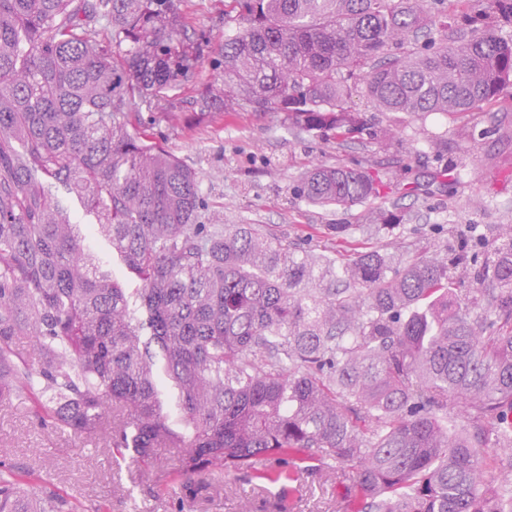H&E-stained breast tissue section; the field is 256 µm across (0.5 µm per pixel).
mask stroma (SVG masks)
I'll return each instance as SVG.
<instances>
[{"mask_svg":"<svg viewBox=\"0 0 512 512\" xmlns=\"http://www.w3.org/2000/svg\"><path fill=\"white\" fill-rule=\"evenodd\" d=\"M187 44L201 52L197 83L176 88L181 113L172 121L156 115V141L195 169L210 206L228 224H256L314 249L349 251L383 245L401 236L409 249L426 242L447 244L435 225L512 224V86L500 102L454 115H406L372 111L364 94L351 109L368 122L397 129L403 149L385 147L364 135L348 141L322 138L291 128L279 112L196 113L191 101L214 77L212 59L224 39V15L232 0H183ZM470 154H461V132ZM465 161L459 181L436 177L439 165ZM356 164L378 174L380 191L348 208L319 207L298 199L292 188L317 163ZM57 196L79 224L85 255L135 295L140 280L112 248L75 194ZM348 225L344 236L335 227ZM0 463L54 483L80 505V512H336L344 493L335 474L303 475L302 497L282 508L278 486L236 471L209 475V487L185 496L175 472L179 458L168 448L152 463L113 455L103 438L85 443L40 425L28 400H0Z\"/></svg>","mask_w":512,"mask_h":512,"instance_id":"1","label":"stroma"}]
</instances>
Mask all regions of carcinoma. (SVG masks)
I'll return each instance as SVG.
<instances>
[{
    "instance_id": "1",
    "label": "carcinoma",
    "mask_w": 512,
    "mask_h": 512,
    "mask_svg": "<svg viewBox=\"0 0 512 512\" xmlns=\"http://www.w3.org/2000/svg\"><path fill=\"white\" fill-rule=\"evenodd\" d=\"M234 3L244 25L218 48L200 114L281 112L306 132L386 142L353 95L457 113L512 84V0ZM183 33L182 0H0V398L24 393L42 421L102 435L116 456L175 450L189 495L207 473L269 461L260 477L283 495L304 472H351L341 512H512V225L450 227L453 244L395 267L382 248L317 253L224 223L132 113L196 81ZM58 187L142 281L141 315L83 253ZM376 191L344 164L293 186L319 206ZM462 271L478 287H450ZM22 480L0 467V512H79L49 482L28 498ZM155 378L165 410L175 416L179 410V394L167 380L164 371V362L161 358L156 360Z\"/></svg>"
}]
</instances>
